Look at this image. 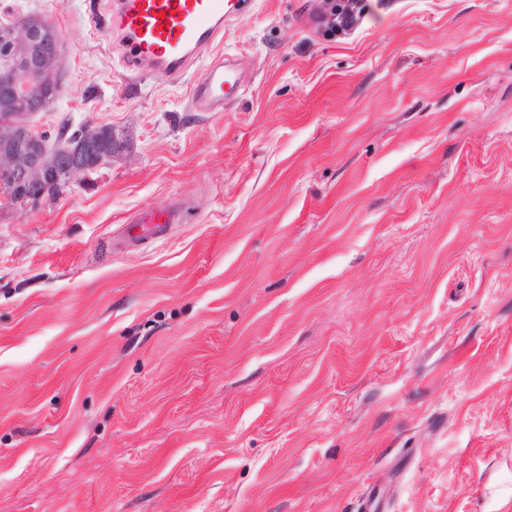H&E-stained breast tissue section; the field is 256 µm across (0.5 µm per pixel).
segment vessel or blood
Listing matches in <instances>:
<instances>
[{"instance_id": "obj_1", "label": "vessel or blood", "mask_w": 512, "mask_h": 512, "mask_svg": "<svg viewBox=\"0 0 512 512\" xmlns=\"http://www.w3.org/2000/svg\"><path fill=\"white\" fill-rule=\"evenodd\" d=\"M248 5L249 0H115L112 28L121 34L129 68L178 75L216 41L225 21L244 16ZM236 85L235 75L223 62L211 63L191 89L192 105L201 112L223 109L225 87ZM177 216L171 206L147 209L136 224L123 228L122 235L126 242H137L141 226L163 235Z\"/></svg>"}]
</instances>
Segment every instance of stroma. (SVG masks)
I'll list each match as a JSON object with an SVG mask.
<instances>
[{"mask_svg": "<svg viewBox=\"0 0 512 512\" xmlns=\"http://www.w3.org/2000/svg\"><path fill=\"white\" fill-rule=\"evenodd\" d=\"M7 11L64 41L32 124L123 147L0 208V512H512V0H251L177 76ZM224 84L230 89L237 85L235 75L225 69L224 62H212L205 73L198 79L191 89V102L193 107L201 112L222 110L224 108ZM178 217L177 211L173 206L166 208H150L138 215L133 224H128L122 230V235L126 242L134 243L142 239L141 233H135L137 227L142 224L146 227L152 235L161 236L166 231L168 224H173L174 220Z\"/></svg>", "mask_w": 512, "mask_h": 512, "instance_id": "1", "label": "stroma"}]
</instances>
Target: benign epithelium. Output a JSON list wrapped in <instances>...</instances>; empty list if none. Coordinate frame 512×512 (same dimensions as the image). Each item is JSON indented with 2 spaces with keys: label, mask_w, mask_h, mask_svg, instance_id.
<instances>
[{
  "label": "benign epithelium",
  "mask_w": 512,
  "mask_h": 512,
  "mask_svg": "<svg viewBox=\"0 0 512 512\" xmlns=\"http://www.w3.org/2000/svg\"><path fill=\"white\" fill-rule=\"evenodd\" d=\"M61 59L49 18L0 22V203L35 204L73 176L96 171L117 148L110 126H82L55 145L30 126L60 94Z\"/></svg>",
  "instance_id": "benign-epithelium-1"
}]
</instances>
